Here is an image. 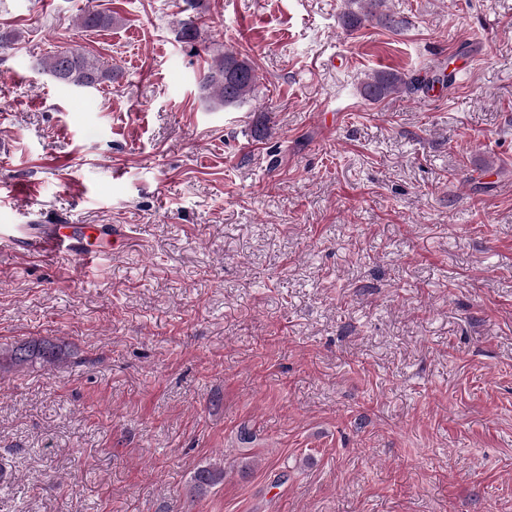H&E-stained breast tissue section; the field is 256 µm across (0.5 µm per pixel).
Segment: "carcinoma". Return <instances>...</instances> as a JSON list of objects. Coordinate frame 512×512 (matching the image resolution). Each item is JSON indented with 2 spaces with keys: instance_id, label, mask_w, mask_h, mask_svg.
<instances>
[{
  "instance_id": "carcinoma-1",
  "label": "carcinoma",
  "mask_w": 512,
  "mask_h": 512,
  "mask_svg": "<svg viewBox=\"0 0 512 512\" xmlns=\"http://www.w3.org/2000/svg\"><path fill=\"white\" fill-rule=\"evenodd\" d=\"M384 0H347L341 21L345 28L355 30L363 23L377 21L389 28L397 29L403 21L394 15L383 13L380 8ZM116 18L104 11L87 12L80 18V26L88 30L112 27ZM179 38L186 43L198 39L196 16L189 15L178 21ZM32 67L47 71L54 81L68 86L94 88L110 83L117 77L114 68L105 64L98 56L81 49L56 51L32 60ZM427 85L426 79L409 76L397 71H379L361 83V96L378 103L385 98L412 88ZM202 97L213 110L236 107L253 100L257 90V74L250 59L232 51L219 50L213 54L200 82ZM67 351L62 347L40 340L0 349V371L18 370L35 363L54 365L63 361ZM224 479V470L204 468L194 476L195 489L202 493Z\"/></svg>"
}]
</instances>
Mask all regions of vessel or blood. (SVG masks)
Segmentation results:
<instances>
[{"instance_id": "1", "label": "vessel or blood", "mask_w": 512, "mask_h": 512, "mask_svg": "<svg viewBox=\"0 0 512 512\" xmlns=\"http://www.w3.org/2000/svg\"><path fill=\"white\" fill-rule=\"evenodd\" d=\"M124 238L125 227L121 224H90L79 235L71 233L67 226L46 224L19 230L15 242L35 257L89 264L103 257L102 241L118 244Z\"/></svg>"}]
</instances>
